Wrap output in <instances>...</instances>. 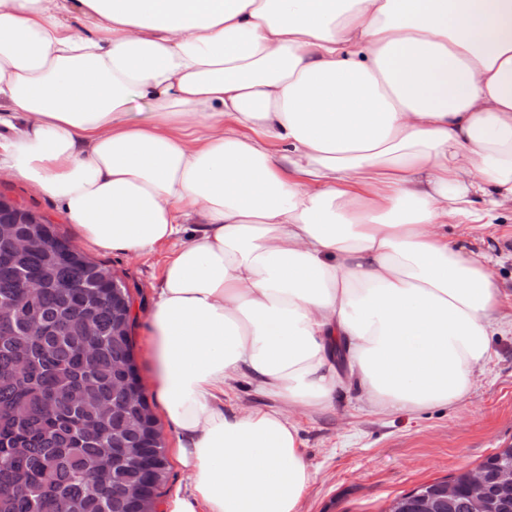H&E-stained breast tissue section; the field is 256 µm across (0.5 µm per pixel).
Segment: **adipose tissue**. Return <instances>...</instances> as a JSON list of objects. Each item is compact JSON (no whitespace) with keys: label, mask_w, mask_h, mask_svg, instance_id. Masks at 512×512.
I'll return each mask as SVG.
<instances>
[{"label":"adipose tissue","mask_w":512,"mask_h":512,"mask_svg":"<svg viewBox=\"0 0 512 512\" xmlns=\"http://www.w3.org/2000/svg\"><path fill=\"white\" fill-rule=\"evenodd\" d=\"M0 159L88 245L171 248L165 512H298L290 410L456 402L490 356L442 228L512 202V0H0ZM241 374L278 408L225 410Z\"/></svg>","instance_id":"ef3b65f1"}]
</instances>
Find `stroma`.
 <instances>
[{
    "instance_id": "35a3bbf8",
    "label": "stroma",
    "mask_w": 512,
    "mask_h": 512,
    "mask_svg": "<svg viewBox=\"0 0 512 512\" xmlns=\"http://www.w3.org/2000/svg\"><path fill=\"white\" fill-rule=\"evenodd\" d=\"M0 193L56 224L73 243L81 234L59 204L16 178L0 163ZM448 239L475 252H489L506 300L502 324L491 338V356L476 367L462 400L420 412L383 413L370 407L355 386L337 390L332 408L295 410L303 452L312 474L300 512H385L398 495L472 468L512 445V205L491 224H452ZM169 247L140 257L86 248L127 285L133 298L132 329L143 383L151 381L147 337L154 290Z\"/></svg>"
}]
</instances>
